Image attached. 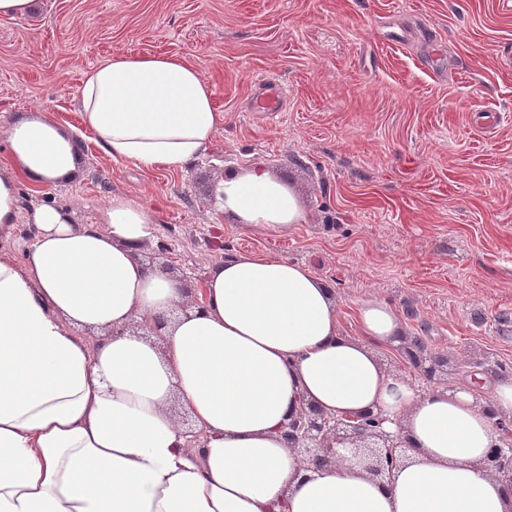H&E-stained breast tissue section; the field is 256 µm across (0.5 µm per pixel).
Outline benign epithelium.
I'll list each match as a JSON object with an SVG mask.
<instances>
[{"label": "benign epithelium", "instance_id": "1", "mask_svg": "<svg viewBox=\"0 0 512 512\" xmlns=\"http://www.w3.org/2000/svg\"><path fill=\"white\" fill-rule=\"evenodd\" d=\"M398 354L411 366L420 380L418 388L446 389L453 385L448 379V356L419 348L414 336L404 337ZM497 441L481 464L487 475L512 489V417L489 410ZM389 418L380 411L366 410L356 415H333L312 405L299 407L283 426L282 436L291 452L306 468H319L336 462L337 448L348 445L357 463L364 465L373 479L384 483L401 463L410 442L387 431Z\"/></svg>", "mask_w": 512, "mask_h": 512}]
</instances>
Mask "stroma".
<instances>
[{"mask_svg":"<svg viewBox=\"0 0 512 512\" xmlns=\"http://www.w3.org/2000/svg\"><path fill=\"white\" fill-rule=\"evenodd\" d=\"M117 52L176 54L215 86L224 126L188 171L147 174L94 142L76 178L23 203L94 223L113 196L161 203L140 251L200 287L218 258L273 254L335 290L344 334L385 300L456 365L512 363V0H39L0 18V118L40 110L80 130L82 74ZM262 82L278 115L254 111ZM259 166L308 221L235 224L231 170Z\"/></svg>","mask_w":512,"mask_h":512,"instance_id":"obj_1","label":"stroma"}]
</instances>
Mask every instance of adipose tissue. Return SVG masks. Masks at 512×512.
I'll return each instance as SVG.
<instances>
[{
	"mask_svg": "<svg viewBox=\"0 0 512 512\" xmlns=\"http://www.w3.org/2000/svg\"><path fill=\"white\" fill-rule=\"evenodd\" d=\"M78 95L99 148L143 171H185L224 124L213 84L178 55L113 54L84 71ZM0 133L16 168L0 175L7 235L17 176L38 187L72 177L83 143L45 112ZM216 200L238 224L306 221L258 167L226 176ZM27 221L22 258L0 250V512H512L480 469L496 439L486 409L512 414V377L484 404L462 389L418 392L374 351L403 334L387 303L362 306L361 338L344 336L332 289L279 256L212 262L189 306L179 277L138 256L155 205L115 196L77 224L43 202ZM183 304L161 341L135 333ZM303 400L338 415L382 409L409 438L408 459L385 485L345 457L303 469L280 435Z\"/></svg>",
	"mask_w": 512,
	"mask_h": 512,
	"instance_id": "obj_1",
	"label": "adipose tissue"
}]
</instances>
